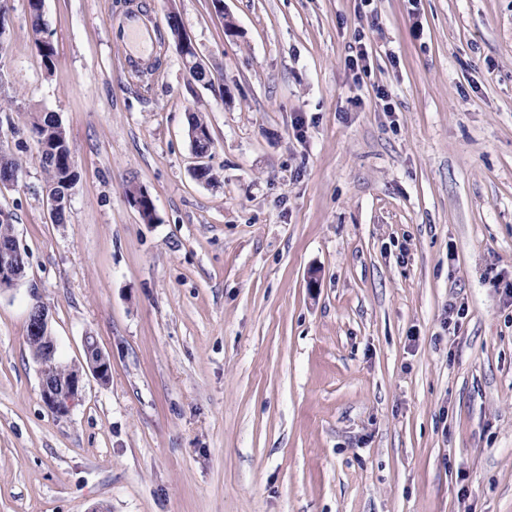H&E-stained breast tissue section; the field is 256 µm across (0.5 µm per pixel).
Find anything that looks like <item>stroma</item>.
<instances>
[{"label": "stroma", "mask_w": 512, "mask_h": 512, "mask_svg": "<svg viewBox=\"0 0 512 512\" xmlns=\"http://www.w3.org/2000/svg\"><path fill=\"white\" fill-rule=\"evenodd\" d=\"M136 9L165 40L139 81L111 35ZM42 20L53 70L28 0L0 36L20 164L0 212L26 261L0 290V512H512V0H43ZM36 113L72 146L60 224ZM37 300L65 363L88 333L111 360L64 417L26 341Z\"/></svg>", "instance_id": "35a3bbf8"}]
</instances>
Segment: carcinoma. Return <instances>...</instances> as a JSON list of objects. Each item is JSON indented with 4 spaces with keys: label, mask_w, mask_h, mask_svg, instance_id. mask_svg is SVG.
<instances>
[{
    "label": "carcinoma",
    "mask_w": 512,
    "mask_h": 512,
    "mask_svg": "<svg viewBox=\"0 0 512 512\" xmlns=\"http://www.w3.org/2000/svg\"><path fill=\"white\" fill-rule=\"evenodd\" d=\"M36 48L41 63L47 71L55 65V50L52 42L37 40ZM30 134L42 166L47 175V188L66 197L72 187L76 173L72 163V148L65 128L51 114L35 115L30 123ZM20 164L9 155H0V181H14L18 178ZM130 200H139L140 217L146 224L155 221L152 202L142 196V190L133 186L126 191Z\"/></svg>",
    "instance_id": "carcinoma-1"
}]
</instances>
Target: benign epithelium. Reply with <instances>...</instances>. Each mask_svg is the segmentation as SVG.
I'll use <instances>...</instances> for the list:
<instances>
[{"mask_svg": "<svg viewBox=\"0 0 512 512\" xmlns=\"http://www.w3.org/2000/svg\"><path fill=\"white\" fill-rule=\"evenodd\" d=\"M21 251L15 242L0 241V288H11L22 279L19 270ZM50 320L47 308L43 304L31 306L28 314V338L43 342L42 352L35 357L39 365L40 389L43 402L57 416L70 413L78 401L82 390L83 373L91 374L101 383H106L111 375L109 357L100 348L97 339L91 334L83 336L82 348L84 360L82 367L73 368L65 376L56 374V343L50 336Z\"/></svg>", "mask_w": 512, "mask_h": 512, "instance_id": "1", "label": "benign epithelium"}]
</instances>
